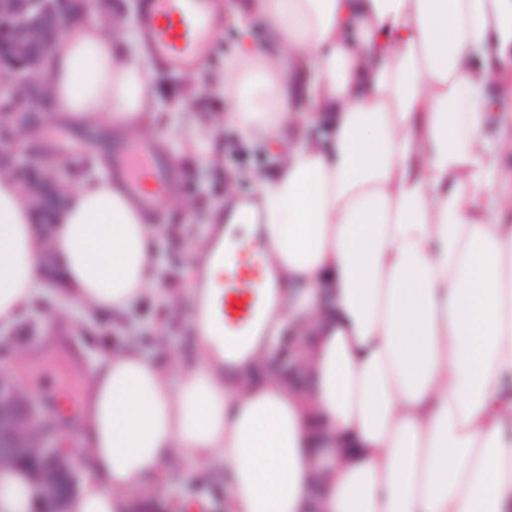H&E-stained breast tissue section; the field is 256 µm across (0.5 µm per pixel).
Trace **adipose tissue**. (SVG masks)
Masks as SVG:
<instances>
[{"label":"adipose tissue","mask_w":512,"mask_h":512,"mask_svg":"<svg viewBox=\"0 0 512 512\" xmlns=\"http://www.w3.org/2000/svg\"><path fill=\"white\" fill-rule=\"evenodd\" d=\"M224 21L234 59L191 78L233 105L183 136L210 164L227 124L274 147L241 208L280 289L236 347L192 316L190 361L163 338L98 354L53 408L89 474L69 512H137L176 460L220 463L224 512H512V109L487 107L512 94V0H234ZM64 27L22 144L93 129L103 159L149 123L154 59L122 26ZM37 221L0 172V330L49 276L116 322L157 287L152 214L111 176ZM291 330L305 391L271 364Z\"/></svg>","instance_id":"obj_1"}]
</instances>
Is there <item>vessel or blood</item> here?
Listing matches in <instances>:
<instances>
[{"label": "vessel or blood", "instance_id": "obj_1", "mask_svg": "<svg viewBox=\"0 0 512 512\" xmlns=\"http://www.w3.org/2000/svg\"><path fill=\"white\" fill-rule=\"evenodd\" d=\"M138 32L168 69L201 68L212 45V0H143ZM112 174L147 209L160 205L179 182L171 166L136 140L113 156ZM264 247L260 236L233 233L214 247L211 258L224 267V292L195 310L207 335L237 342L257 326L268 298L267 276L256 260Z\"/></svg>", "mask_w": 512, "mask_h": 512}]
</instances>
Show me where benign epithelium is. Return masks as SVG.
I'll use <instances>...</instances> for the list:
<instances>
[{"instance_id": "obj_1", "label": "benign epithelium", "mask_w": 512, "mask_h": 512, "mask_svg": "<svg viewBox=\"0 0 512 512\" xmlns=\"http://www.w3.org/2000/svg\"><path fill=\"white\" fill-rule=\"evenodd\" d=\"M79 0H0V29L8 38L0 43V72L27 87L29 95L42 96L39 70L53 44L64 34L63 21ZM10 123L0 127V165L19 173L13 128L23 121L24 113H8ZM62 173L25 182L33 207L49 213L62 202L58 191ZM42 431L40 450L26 445L28 430ZM23 468L33 487L29 512H67L69 499L81 485L73 452L65 441L63 429L49 420L15 383L0 378V470Z\"/></svg>"}]
</instances>
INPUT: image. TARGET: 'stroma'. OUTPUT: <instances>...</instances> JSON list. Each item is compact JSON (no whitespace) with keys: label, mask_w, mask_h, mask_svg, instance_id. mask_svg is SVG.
Segmentation results:
<instances>
[{"label":"stroma","mask_w":512,"mask_h":512,"mask_svg":"<svg viewBox=\"0 0 512 512\" xmlns=\"http://www.w3.org/2000/svg\"><path fill=\"white\" fill-rule=\"evenodd\" d=\"M185 73H173L166 68L156 70L157 98L155 123L148 131L151 143L162 160L180 175L178 192L185 196L184 206L165 210L154 227L155 244L161 262L163 288L183 285V270L194 243L205 233L206 226L200 216L213 208H221L236 197L249 193L248 185L234 181L233 176L242 171L262 172L270 161L266 149L251 147L236 140L231 129H223L224 158L217 166L185 159L179 126L182 115L176 99L183 93ZM58 316L71 323L72 333L67 339L71 347L81 346L87 332L98 338L90 354L99 350L121 347L127 341H137L145 349H152V338L157 328H165L169 344L181 357H188L192 342L186 316H171L164 299L152 297L140 301L122 324H113L107 317L89 316L83 309L61 301L54 283H47L41 299L28 309L17 324L7 333L10 352L0 355V376L15 379L38 405H45L48 398L67 395L77 399L81 375L70 362L56 350H38L42 334L50 329V316ZM189 468L173 463L163 487L157 491V512H178L182 499L189 496L207 497L209 504L203 512H224L221 492L195 484L187 488Z\"/></svg>","instance_id":"obj_1"}]
</instances>
